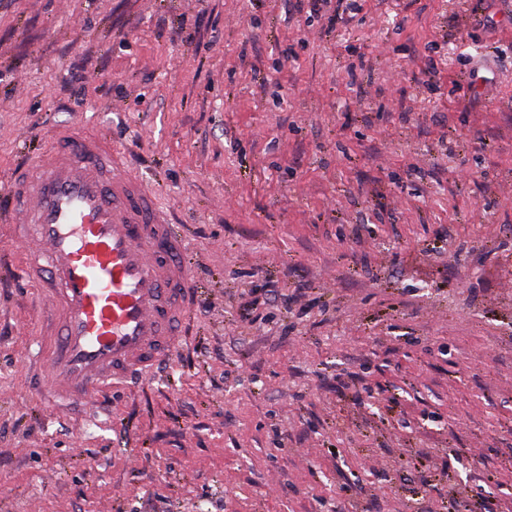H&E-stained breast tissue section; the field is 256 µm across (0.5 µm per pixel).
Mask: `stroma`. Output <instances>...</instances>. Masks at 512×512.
Listing matches in <instances>:
<instances>
[{
  "label": "stroma",
  "mask_w": 512,
  "mask_h": 512,
  "mask_svg": "<svg viewBox=\"0 0 512 512\" xmlns=\"http://www.w3.org/2000/svg\"><path fill=\"white\" fill-rule=\"evenodd\" d=\"M360 4L0 0V184L106 133L197 287L62 412L0 254V512H512V0Z\"/></svg>",
  "instance_id": "stroma-1"
}]
</instances>
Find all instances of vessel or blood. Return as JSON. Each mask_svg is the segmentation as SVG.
Wrapping results in <instances>:
<instances>
[{
  "mask_svg": "<svg viewBox=\"0 0 512 512\" xmlns=\"http://www.w3.org/2000/svg\"><path fill=\"white\" fill-rule=\"evenodd\" d=\"M0 222L50 301L36 360L54 405L141 384L172 357L195 296L186 240L124 150L62 128L0 194Z\"/></svg>",
  "mask_w": 512,
  "mask_h": 512,
  "instance_id": "vessel-or-blood-1",
  "label": "vessel or blood"
}]
</instances>
